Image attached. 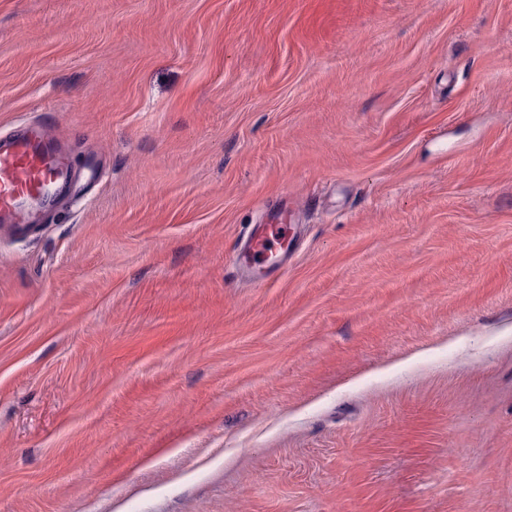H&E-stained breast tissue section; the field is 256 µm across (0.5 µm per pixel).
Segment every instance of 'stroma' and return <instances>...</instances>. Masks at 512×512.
Returning a JSON list of instances; mask_svg holds the SVG:
<instances>
[{
	"mask_svg": "<svg viewBox=\"0 0 512 512\" xmlns=\"http://www.w3.org/2000/svg\"><path fill=\"white\" fill-rule=\"evenodd\" d=\"M43 119L105 173L0 232V512H512V0H0ZM297 235V224H288L276 215L264 224H251L234 250V261L242 275L260 286L270 275L288 265Z\"/></svg>",
	"mask_w": 512,
	"mask_h": 512,
	"instance_id": "stroma-1",
	"label": "stroma"
}]
</instances>
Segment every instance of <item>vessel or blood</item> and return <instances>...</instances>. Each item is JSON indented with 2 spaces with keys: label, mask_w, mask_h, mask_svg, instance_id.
<instances>
[{
  "label": "vessel or blood",
  "mask_w": 512,
  "mask_h": 512,
  "mask_svg": "<svg viewBox=\"0 0 512 512\" xmlns=\"http://www.w3.org/2000/svg\"><path fill=\"white\" fill-rule=\"evenodd\" d=\"M98 177L92 159L74 174L68 155L44 124L30 123L19 135L0 138V229L25 233L56 199L73 195L78 182ZM296 235V225L276 216L249 225L234 250L235 264L254 284H266L275 270L287 266Z\"/></svg>",
  "instance_id": "vessel-or-blood-1"
}]
</instances>
